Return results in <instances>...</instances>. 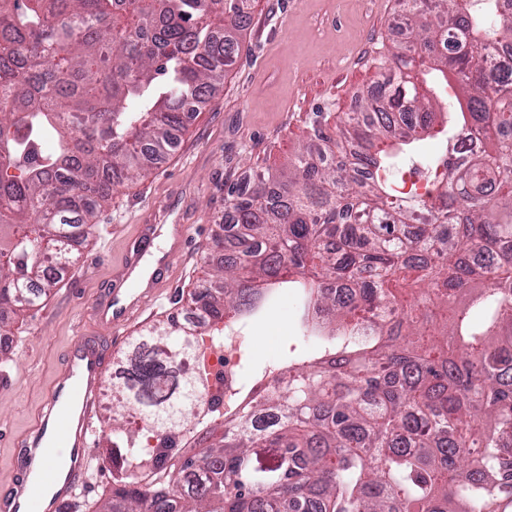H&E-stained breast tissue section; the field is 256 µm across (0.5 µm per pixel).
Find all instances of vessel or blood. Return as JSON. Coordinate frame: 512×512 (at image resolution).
<instances>
[{
  "instance_id": "b4317fda",
  "label": "vessel or blood",
  "mask_w": 512,
  "mask_h": 512,
  "mask_svg": "<svg viewBox=\"0 0 512 512\" xmlns=\"http://www.w3.org/2000/svg\"><path fill=\"white\" fill-rule=\"evenodd\" d=\"M143 235V248L127 262L120 280L91 307L98 334L83 333L69 342L45 410L18 442L17 472L9 491L0 495V512H74L90 470L107 468L106 459L90 452L102 430L98 405L107 335L124 328L154 296L169 258L168 238L182 239L187 232L176 224L166 236L155 224L144 227Z\"/></svg>"
}]
</instances>
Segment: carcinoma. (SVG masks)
I'll use <instances>...</instances> for the list:
<instances>
[{
	"label": "carcinoma",
	"mask_w": 512,
	"mask_h": 512,
	"mask_svg": "<svg viewBox=\"0 0 512 512\" xmlns=\"http://www.w3.org/2000/svg\"><path fill=\"white\" fill-rule=\"evenodd\" d=\"M252 2L0 0V333L41 304L50 264L93 234L112 191L177 150L235 64ZM399 3L388 90L227 189L224 257L192 298L237 323L264 287L303 278L323 355L264 368L272 384L185 457L170 429L196 418L197 381L180 360L208 325L134 338L109 382L121 400L101 443L116 465L98 512H512V88L489 99L498 76L478 62L490 38L512 44V13ZM450 31L454 56L439 49ZM416 70L453 72L455 120ZM474 131L482 150L461 163L456 138ZM439 135L432 190L396 189L397 157ZM134 407L155 425L149 453Z\"/></svg>",
	"instance_id": "carcinoma-1"
}]
</instances>
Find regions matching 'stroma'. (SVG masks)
Segmentation results:
<instances>
[{
    "instance_id": "1",
    "label": "stroma",
    "mask_w": 512,
    "mask_h": 512,
    "mask_svg": "<svg viewBox=\"0 0 512 512\" xmlns=\"http://www.w3.org/2000/svg\"><path fill=\"white\" fill-rule=\"evenodd\" d=\"M399 13L398 0H256L235 65L191 118L179 149L146 179L113 191L96 220L111 234L93 237L47 299L15 317L0 349L7 371L0 377V494L10 487L16 444L46 404L68 343L95 333L90 307L140 249L142 225L185 224L190 241L160 274L159 297L114 338L113 359L142 330L187 307L206 277L228 186L279 169L314 121L347 119L356 91L378 77ZM301 315V297L289 288L244 324L243 385L290 350L311 349Z\"/></svg>"
}]
</instances>
